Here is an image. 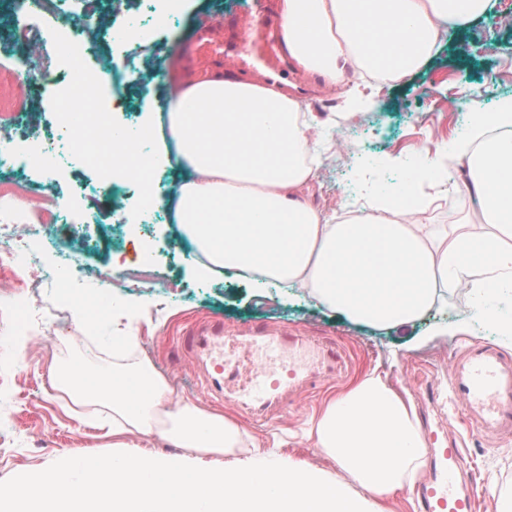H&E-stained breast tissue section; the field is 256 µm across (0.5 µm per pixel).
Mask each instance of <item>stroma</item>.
<instances>
[{
	"instance_id": "stroma-1",
	"label": "stroma",
	"mask_w": 512,
	"mask_h": 512,
	"mask_svg": "<svg viewBox=\"0 0 512 512\" xmlns=\"http://www.w3.org/2000/svg\"><path fill=\"white\" fill-rule=\"evenodd\" d=\"M492 9L476 22L449 30L438 54L418 71L380 87L372 106L347 110L336 89H322L315 79L304 86L302 103L317 120H337L336 141L304 194L323 216L334 217V204L346 203L358 172L377 183L398 182L403 172L388 167L387 158L417 161L434 156L468 131L470 113L452 111L449 100H477L494 110L512 100V0H492ZM252 0H188L167 25L152 29L151 41L113 43L109 21L113 15L153 16L152 0H80V8L99 22L91 33L95 45L91 65L109 59L117 67L111 93L98 99L109 122L133 123L150 116L170 84L162 77L165 63L188 64L194 32L204 31L252 9ZM55 89L41 83L30 93L21 126L12 141L26 146L31 137H52L60 127L53 105ZM180 168L158 170L155 177L159 205L151 223L141 220L139 195L127 188L98 189L100 176L90 166L64 162L44 176L22 172L24 180L48 183L58 204L91 215L79 226L51 224L54 240H71L86 263V274L57 288H39L34 305L56 311L69 322L65 336L28 327L22 312H10L13 283L0 279V487L16 483L48 460L66 452L94 459L109 457L111 438L89 428L68 413L66 399L50 386L52 363L102 361L106 322L91 330L79 329L72 304L97 302L114 295L148 307V318L136 321L137 349L169 383L172 397L220 410L203 391L196 367L178 349L176 338L191 322L220 320L234 333L255 324L298 327L310 336L340 339L353 348L361 373L378 371L396 384L407 372L421 368L442 376L449 360L466 343L489 342L508 349L492 328L475 321L468 296L448 300L447 309H433L415 326L377 331L348 323L319 308L297 291L282 293L274 285H260L227 271L208 280L195 276L196 256L174 219L171 196L185 178ZM469 323L468 333L442 343L418 344L420 334L436 327ZM348 380L324 386L310 401L288 402L281 422L250 426L261 442L273 434L299 431L326 400L347 388ZM462 469L480 489L487 512H497L496 491L512 493V440L495 443L476 435L467 437Z\"/></svg>"
}]
</instances>
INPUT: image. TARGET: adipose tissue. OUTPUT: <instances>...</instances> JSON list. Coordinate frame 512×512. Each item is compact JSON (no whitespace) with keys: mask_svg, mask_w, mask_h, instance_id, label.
I'll use <instances>...</instances> for the list:
<instances>
[{"mask_svg":"<svg viewBox=\"0 0 512 512\" xmlns=\"http://www.w3.org/2000/svg\"><path fill=\"white\" fill-rule=\"evenodd\" d=\"M491 0H281L289 54L329 87L349 72L412 75L444 34L482 17ZM174 155L152 150V124L113 128L108 142L120 180L153 192L164 166L188 170L175 218L204 260L207 279L228 270L303 292L317 306L378 330L410 326L449 293L465 291L476 318L512 338V102L476 110L466 137L408 171L401 198L377 183L370 209L336 224L303 194L326 152L314 118L284 88L213 79L168 91ZM467 181H459V165ZM465 194L486 224H402L420 185ZM111 362L52 364L51 386L74 403L99 406L91 426L108 430L105 461L68 455L0 489V512H389L411 488L426 447L413 402L388 376L370 372L330 396L302 437L317 466L262 448L230 415L174 400L149 363L113 330ZM174 447L161 456L134 449L133 437ZM224 457L214 465V457Z\"/></svg>","mask_w":512,"mask_h":512,"instance_id":"ef3b65f1","label":"adipose tissue"}]
</instances>
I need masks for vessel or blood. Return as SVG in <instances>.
Returning <instances> with one entry per match:
<instances>
[{
    "label": "vessel or blood",
    "mask_w": 512,
    "mask_h": 512,
    "mask_svg": "<svg viewBox=\"0 0 512 512\" xmlns=\"http://www.w3.org/2000/svg\"><path fill=\"white\" fill-rule=\"evenodd\" d=\"M226 27L237 43L235 64L263 77L288 71L278 21L258 12L250 19H231ZM178 346L198 359L206 389L224 397L225 404L243 409L253 423H269L281 416L288 400L309 393L348 374L352 358L346 346L305 335L300 329L255 326L242 336L225 337L219 321L195 324L177 339ZM288 352L285 376L275 377L263 355ZM447 389L439 391L427 375L412 380L419 394L432 403L447 401L463 421L467 433L493 439L512 437V354L490 343H470L448 363ZM444 424L431 429V438H443L434 450L420 491L422 512H478L480 498L474 485L460 478L461 437L444 438Z\"/></svg>",
    "instance_id": "vessel-or-blood-1"
}]
</instances>
